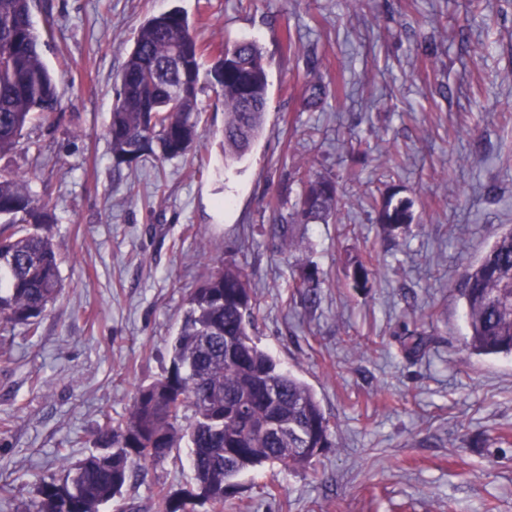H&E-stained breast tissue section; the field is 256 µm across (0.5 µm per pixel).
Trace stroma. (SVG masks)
<instances>
[{
  "instance_id": "obj_1",
  "label": "stroma",
  "mask_w": 512,
  "mask_h": 512,
  "mask_svg": "<svg viewBox=\"0 0 512 512\" xmlns=\"http://www.w3.org/2000/svg\"><path fill=\"white\" fill-rule=\"evenodd\" d=\"M175 9L202 45L252 40L269 83L264 129L225 166L224 105L198 94L200 145L118 162L107 136L118 75L141 24ZM39 51L60 97L0 170L54 216L63 289L37 332L0 323V512L36 478L97 448L138 386L168 368L199 273L231 260L257 299L260 346L304 380L334 447L304 469L243 473L223 512H512V358L468 353L456 288L512 225V0H34ZM326 96L314 109L313 88ZM335 179L329 223H295L304 173ZM414 219L379 222L389 194ZM370 288L351 286L355 259ZM318 267L314 301L294 283ZM427 336L415 358L401 342ZM193 481L187 450L127 487L140 512Z\"/></svg>"
}]
</instances>
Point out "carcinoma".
<instances>
[{
  "label": "carcinoma",
  "instance_id": "obj_1",
  "mask_svg": "<svg viewBox=\"0 0 512 512\" xmlns=\"http://www.w3.org/2000/svg\"><path fill=\"white\" fill-rule=\"evenodd\" d=\"M187 63L191 84L169 91L174 48ZM201 51L193 23L174 10L148 18L119 77L107 129L112 154L132 164L159 153L174 158L198 139ZM224 98V161L242 160L263 130L268 82L253 41L224 45L209 70ZM59 107L56 83L43 62L30 0H0V154L18 143L36 113ZM295 203L302 223L335 215L336 183L307 177ZM413 220L407 200H383L380 222L394 232ZM52 217L22 176L0 174V323L34 332L59 297L60 258L46 232ZM280 245L297 243L293 225H273ZM372 270L353 265V287L365 289ZM319 286L312 268L294 288L312 299ZM457 292L465 304L466 347L478 355H512V228L498 234L469 266ZM169 367L137 388L129 414L99 426V450L73 461L65 474L43 480L27 512H103L119 499L136 471L162 461L187 442L192 486L159 487L162 512H222L224 496L245 471L269 463L304 468L332 447V424L310 387L281 370L255 341L256 303L247 272L221 263L207 270L187 298Z\"/></svg>",
  "mask_w": 512,
  "mask_h": 512
}]
</instances>
